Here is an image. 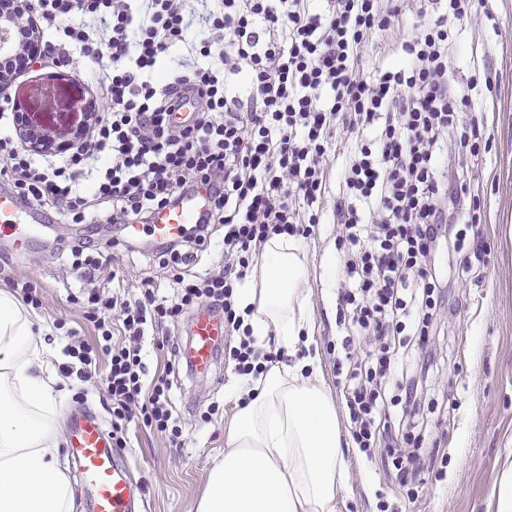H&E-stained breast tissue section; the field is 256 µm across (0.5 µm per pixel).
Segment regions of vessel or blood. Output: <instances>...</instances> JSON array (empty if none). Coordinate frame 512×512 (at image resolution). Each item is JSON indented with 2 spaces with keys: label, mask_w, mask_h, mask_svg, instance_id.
Wrapping results in <instances>:
<instances>
[{
  "label": "vessel or blood",
  "mask_w": 512,
  "mask_h": 512,
  "mask_svg": "<svg viewBox=\"0 0 512 512\" xmlns=\"http://www.w3.org/2000/svg\"><path fill=\"white\" fill-rule=\"evenodd\" d=\"M212 199L200 193L189 196L173 208L162 210L150 224H128L126 238L148 235L158 242L179 239L186 225L211 208ZM44 218L19 203L12 195L0 194V233L10 232L21 243H29ZM191 356L200 372L213 364L215 346L224 327L213 315L199 313L194 322ZM68 448L77 463L76 474L90 495L92 512H136L139 500L126 464L127 449L114 446L106 429L89 411H74L68 430Z\"/></svg>",
  "instance_id": "vessel-or-blood-1"
}]
</instances>
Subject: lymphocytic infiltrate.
<instances>
[{"instance_id": "f902f5d3", "label": "lymphocytic infiltrate", "mask_w": 512, "mask_h": 512, "mask_svg": "<svg viewBox=\"0 0 512 512\" xmlns=\"http://www.w3.org/2000/svg\"><path fill=\"white\" fill-rule=\"evenodd\" d=\"M203 20L213 37L192 45L208 66L192 65L157 77L169 49L184 43L193 0H36L33 16L15 30L26 43L34 21L59 29L49 50L62 65L72 46L98 64L96 95L108 103L89 135L62 162H36L32 153L0 137V175L29 206L51 207L78 224H148L155 213L206 188L214 200L181 238L152 246L162 265H189L209 242V227H224V263L205 277L176 276L172 299L157 298L151 281L138 297H102L95 283L102 264L96 244L72 246L88 285V314L102 332L110 358L103 382L112 402V439L122 445L129 423L142 420L182 443L173 415V382L149 375L142 342L197 301L241 331L236 286L270 235L312 234L336 132L356 136L344 171L345 189L334 210L346 233L337 287L338 324L356 328L368 351L337 363L350 432L362 453L376 441L410 451L404 480L420 481L425 455L415 430L423 418L434 360L437 316L452 305L450 281L468 272L458 224L481 221V201L467 172L443 169L449 147L479 153L485 124L475 113L477 80L460 90L448 83V30L443 20L402 37L394 58L372 75L360 67L370 37L394 27L408 0H331L327 14L310 0H214ZM83 15L80 25L73 16ZM247 98L229 95V81ZM197 99L194 120L174 123L185 93ZM104 162L87 192L76 181ZM448 246V272L437 270V250ZM126 338L111 343L113 322ZM242 333V331H241ZM240 375H259V352L242 333L228 350ZM398 393L386 398L384 383Z\"/></svg>"}]
</instances>
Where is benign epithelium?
Returning <instances> with one entry per match:
<instances>
[{
  "label": "benign epithelium",
  "mask_w": 512,
  "mask_h": 512,
  "mask_svg": "<svg viewBox=\"0 0 512 512\" xmlns=\"http://www.w3.org/2000/svg\"><path fill=\"white\" fill-rule=\"evenodd\" d=\"M89 123V113L81 112L78 102L69 106L68 112H60L51 96L44 99L40 112L24 114L19 134L33 151L56 148H74Z\"/></svg>",
  "instance_id": "1"
}]
</instances>
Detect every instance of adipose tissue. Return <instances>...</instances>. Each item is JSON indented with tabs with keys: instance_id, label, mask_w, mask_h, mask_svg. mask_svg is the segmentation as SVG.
I'll return each mask as SVG.
<instances>
[{
	"instance_id": "1",
	"label": "adipose tissue",
	"mask_w": 512,
	"mask_h": 512,
	"mask_svg": "<svg viewBox=\"0 0 512 512\" xmlns=\"http://www.w3.org/2000/svg\"><path fill=\"white\" fill-rule=\"evenodd\" d=\"M302 238L275 235L239 284L237 307L269 364L241 401L198 512H338L347 486L340 421L314 346ZM51 355L16 299L0 290V512H74L60 456L66 396Z\"/></svg>"
}]
</instances>
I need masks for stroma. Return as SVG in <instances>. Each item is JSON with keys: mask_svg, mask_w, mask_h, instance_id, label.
Listing matches in <instances>:
<instances>
[{"mask_svg": "<svg viewBox=\"0 0 512 512\" xmlns=\"http://www.w3.org/2000/svg\"><path fill=\"white\" fill-rule=\"evenodd\" d=\"M486 8L483 15L447 20L452 85L477 77L488 79L493 88L484 92L481 103L486 151L474 156L458 148L450 153L452 160L470 169L484 221L466 231L467 244L480 248L479 259L458 281V303L443 311L444 333L435 339L438 366L430 381V410L421 437L424 447L434 449L437 456L419 485L402 479L393 454L383 445L367 454L355 448L345 401L335 385L334 363L343 351L337 342L336 291L327 287L324 268L327 258L342 257L338 247L342 227L334 223L333 209L348 146H341L328 161L320 222L305 244L314 336L338 411L349 471L339 512H377L382 500L398 512H487L489 492L506 454L512 451V0H486ZM52 70L50 63L43 62L25 68L14 79L0 97V134L15 132L7 117L12 106H21L27 113L40 111L48 90L63 104L77 99L104 108V101L93 97L97 65L73 64L67 82L49 80ZM55 222V230L39 233L23 247L14 236H0V289L12 279L26 277L41 300L34 314L46 328L43 340L49 348L62 350L59 366H78V359L64 352L74 337L90 349L102 375L108 360L99 349L96 327L84 314L83 284L71 268L70 248L88 231L66 216L56 217ZM112 238L109 232L96 236L111 258L100 273V286L111 287L117 277L133 295L142 281L151 280L159 285L161 295H170L174 267L112 246ZM237 379L233 363L220 357L209 374L182 376L174 383V404L185 440L182 447H172L166 436L143 422L130 424V470L143 485L146 512H197L209 471L224 454ZM68 390L62 416L82 407L95 413L104 426H111L112 403L95 382L73 376Z\"/></svg>", "mask_w": 512, "mask_h": 512, "instance_id": "obj_1", "label": "stroma"}]
</instances>
